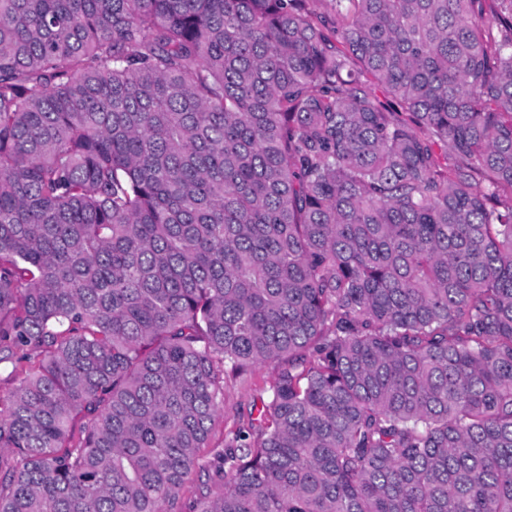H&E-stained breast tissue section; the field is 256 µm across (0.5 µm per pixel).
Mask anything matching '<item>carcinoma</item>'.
Returning <instances> with one entry per match:
<instances>
[{
    "instance_id": "obj_1",
    "label": "carcinoma",
    "mask_w": 512,
    "mask_h": 512,
    "mask_svg": "<svg viewBox=\"0 0 512 512\" xmlns=\"http://www.w3.org/2000/svg\"><path fill=\"white\" fill-rule=\"evenodd\" d=\"M496 2L0 0V512H512ZM274 376L273 366L257 364L243 378H228L224 387V402L211 422L207 448H202V463L213 469L215 453L235 433H253L258 427L259 398L266 396Z\"/></svg>"
}]
</instances>
